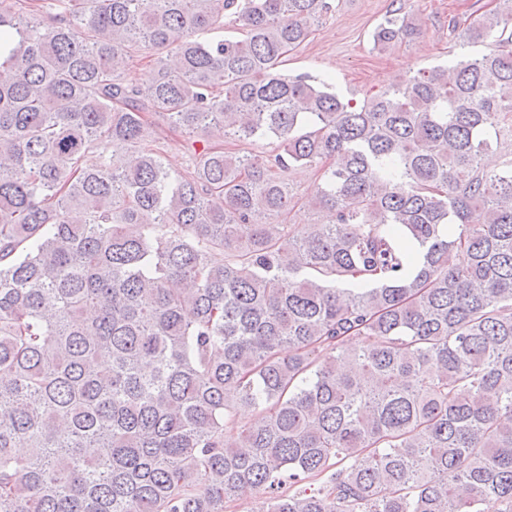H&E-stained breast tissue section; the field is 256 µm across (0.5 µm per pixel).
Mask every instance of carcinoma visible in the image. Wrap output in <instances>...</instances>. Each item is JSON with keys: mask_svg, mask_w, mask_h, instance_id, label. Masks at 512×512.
I'll return each instance as SVG.
<instances>
[{"mask_svg": "<svg viewBox=\"0 0 512 512\" xmlns=\"http://www.w3.org/2000/svg\"><path fill=\"white\" fill-rule=\"evenodd\" d=\"M331 10L0 0V512H512V6L360 104L278 70ZM166 164L175 170H182L189 163L188 152L184 141L177 136H169L160 140ZM290 179L293 183L294 191L299 197H302L304 201L315 197L314 188L317 182H315L311 170L297 169L292 172Z\"/></svg>", "mask_w": 512, "mask_h": 512, "instance_id": "cac0c4a2", "label": "carcinoma"}]
</instances>
